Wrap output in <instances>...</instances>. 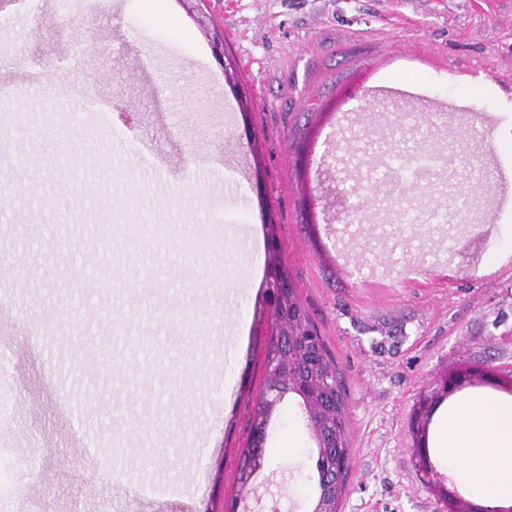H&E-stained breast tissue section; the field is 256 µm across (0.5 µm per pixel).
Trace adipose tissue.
I'll return each instance as SVG.
<instances>
[{
	"label": "adipose tissue",
	"instance_id": "adipose-tissue-1",
	"mask_svg": "<svg viewBox=\"0 0 512 512\" xmlns=\"http://www.w3.org/2000/svg\"><path fill=\"white\" fill-rule=\"evenodd\" d=\"M438 447L452 472L488 506L512 498V402L471 396L449 408Z\"/></svg>",
	"mask_w": 512,
	"mask_h": 512
}]
</instances>
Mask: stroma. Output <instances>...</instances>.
<instances>
[{
  "label": "stroma",
  "mask_w": 512,
  "mask_h": 512,
  "mask_svg": "<svg viewBox=\"0 0 512 512\" xmlns=\"http://www.w3.org/2000/svg\"><path fill=\"white\" fill-rule=\"evenodd\" d=\"M0 56V512H226L273 251L346 391L338 512H439L419 393L512 369V0H0ZM316 458L287 396L252 512H311Z\"/></svg>",
  "instance_id": "stroma-1"
}]
</instances>
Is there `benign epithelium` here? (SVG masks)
Returning a JSON list of instances; mask_svg holds the SVG:
<instances>
[{
  "label": "benign epithelium",
  "mask_w": 512,
  "mask_h": 512,
  "mask_svg": "<svg viewBox=\"0 0 512 512\" xmlns=\"http://www.w3.org/2000/svg\"><path fill=\"white\" fill-rule=\"evenodd\" d=\"M302 330L291 328L282 332V338L267 356V375L271 388L262 393L260 405L265 413L256 417L250 440V448L256 455L254 469H259L264 459L267 419L273 408L288 394L301 399L307 425L315 440L320 458V477L323 488L336 483V450L331 440L336 437V428L328 424L327 417L336 407V393L325 386L326 370L322 363L320 342L313 336L306 344L313 353L304 372L288 374V386L278 384L284 373L283 351L292 348ZM489 386L512 395V371L505 374L489 366L465 364L439 384L429 387L421 395L408 421V432L416 448L415 461L420 476L428 487L434 489L443 505V512H512V500L488 507L462 498L456 485L437 471L428 452L429 429L437 407L445 400L467 387Z\"/></svg>",
  "instance_id": "7a95c632"
}]
</instances>
